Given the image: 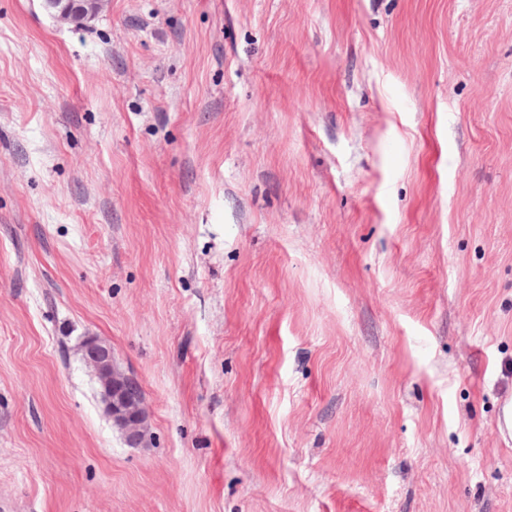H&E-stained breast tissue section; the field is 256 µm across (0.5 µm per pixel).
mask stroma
I'll return each instance as SVG.
<instances>
[{"label": "stroma", "mask_w": 512, "mask_h": 512, "mask_svg": "<svg viewBox=\"0 0 512 512\" xmlns=\"http://www.w3.org/2000/svg\"><path fill=\"white\" fill-rule=\"evenodd\" d=\"M509 410L512 0H0V512H512ZM42 7L62 23L85 25L100 12L105 0H41ZM81 351L86 367L100 384L102 400L112 422L122 430L129 445L142 444L147 431V411L138 383L117 367L112 346L87 337L81 343Z\"/></svg>", "instance_id": "35a3bbf8"}]
</instances>
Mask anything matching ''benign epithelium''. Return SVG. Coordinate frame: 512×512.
<instances>
[{
	"mask_svg": "<svg viewBox=\"0 0 512 512\" xmlns=\"http://www.w3.org/2000/svg\"><path fill=\"white\" fill-rule=\"evenodd\" d=\"M102 2L104 0H41V5L55 20L83 26L101 12ZM81 351L86 367L100 384L102 400L112 422L122 430L129 445L142 444L147 431V411L138 383L117 367L112 346L87 337L81 343Z\"/></svg>",
	"mask_w": 512,
	"mask_h": 512,
	"instance_id": "7a95c632",
	"label": "benign epithelium"
}]
</instances>
